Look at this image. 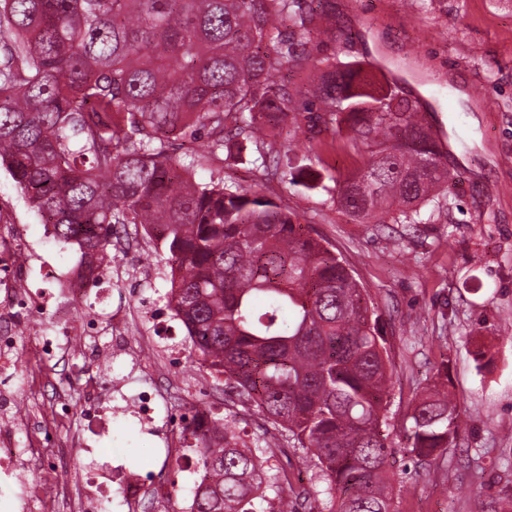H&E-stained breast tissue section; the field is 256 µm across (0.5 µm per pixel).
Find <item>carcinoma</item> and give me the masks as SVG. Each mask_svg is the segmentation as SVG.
<instances>
[{
    "instance_id": "obj_1",
    "label": "carcinoma",
    "mask_w": 512,
    "mask_h": 512,
    "mask_svg": "<svg viewBox=\"0 0 512 512\" xmlns=\"http://www.w3.org/2000/svg\"><path fill=\"white\" fill-rule=\"evenodd\" d=\"M317 0H0V166L91 268L116 225L157 233L175 262L167 305L201 366L278 433L249 447L216 418L194 444V512H255L288 482L268 466L302 448L329 512H391L382 433L389 369L375 308L349 268L299 216L221 178L195 181L172 135L203 132L209 153L242 158L283 191L306 182L312 155L281 168L266 138L291 123L349 131L366 152L333 202L360 224L423 223L444 209L454 175L418 104L379 85L366 64L308 45L326 34ZM315 73L311 91L276 80ZM459 413L431 390L410 416L405 454L431 462Z\"/></svg>"
}]
</instances>
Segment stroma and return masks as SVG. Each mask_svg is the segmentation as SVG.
<instances>
[{
	"label": "stroma",
	"mask_w": 512,
	"mask_h": 512,
	"mask_svg": "<svg viewBox=\"0 0 512 512\" xmlns=\"http://www.w3.org/2000/svg\"><path fill=\"white\" fill-rule=\"evenodd\" d=\"M320 8L334 16L335 37L312 44L313 56L383 62L397 72L399 94L418 101L441 133L455 176L447 213L432 214L413 230L359 224L337 212L331 189L365 162L338 131L322 135L326 146L316 168L326 180L323 191L297 186L281 194L255 166L211 155L201 139L173 141L170 151L197 155L198 181L224 178L281 197L365 288L392 369L383 431L394 450L393 512H512V0H322ZM0 221L16 225L27 238L20 262L33 287L49 286L42 268L79 257L75 247L46 232L41 216L1 168ZM109 258L118 289L114 303L130 309L133 351L153 333L136 303L147 298L166 304L167 255L160 242L129 224ZM50 327L46 320L19 333L22 367L40 382L37 393L22 399L32 420L58 397L78 403L95 388L113 399L122 370L107 365L108 331L44 361L37 345ZM179 349L181 369L166 374L158 369V357L131 359L136 383L159 390L177 413L180 389L202 385L215 413L236 419L244 440L270 430L255 407L208 374L190 341L180 340ZM433 387L447 392L461 411L458 439L436 461L420 463L403 452L406 430L416 399ZM113 426V432L103 431L77 413L58 428L61 446L53 451L51 475L56 483L79 486L92 461L82 448L88 439L121 457L130 470L144 473L163 465L157 438L120 415ZM272 464L286 470L292 491H308L297 512H327L324 484L305 450H289Z\"/></svg>",
	"instance_id": "1"
}]
</instances>
